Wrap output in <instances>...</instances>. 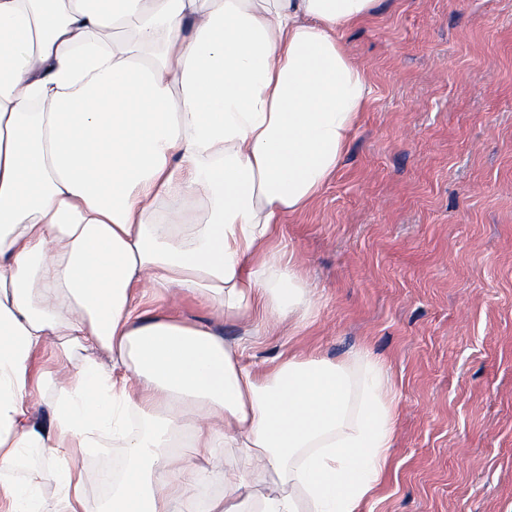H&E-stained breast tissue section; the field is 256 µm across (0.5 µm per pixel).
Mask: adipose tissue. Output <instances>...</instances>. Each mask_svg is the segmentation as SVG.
I'll list each match as a JSON object with an SVG mask.
<instances>
[{
    "label": "adipose tissue",
    "mask_w": 512,
    "mask_h": 512,
    "mask_svg": "<svg viewBox=\"0 0 512 512\" xmlns=\"http://www.w3.org/2000/svg\"><path fill=\"white\" fill-rule=\"evenodd\" d=\"M375 2L0 0V512H45L50 472L54 512H87L83 460L108 437L127 463L100 474L101 512H362L396 436L382 366L249 363L147 297L181 289L253 336L308 317L269 243L366 109L340 34ZM219 448L239 456L207 496Z\"/></svg>",
    "instance_id": "ef3b65f1"
}]
</instances>
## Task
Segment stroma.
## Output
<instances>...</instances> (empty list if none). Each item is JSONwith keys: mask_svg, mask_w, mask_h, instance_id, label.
Instances as JSON below:
<instances>
[{"mask_svg": "<svg viewBox=\"0 0 512 512\" xmlns=\"http://www.w3.org/2000/svg\"><path fill=\"white\" fill-rule=\"evenodd\" d=\"M343 44L371 95L336 174L273 246L318 290L267 336L192 295L164 304L247 359L369 354L397 405L364 512H512V0H378ZM109 447L83 462L97 512Z\"/></svg>", "mask_w": 512, "mask_h": 512, "instance_id": "35a3bbf8", "label": "stroma"}]
</instances>
